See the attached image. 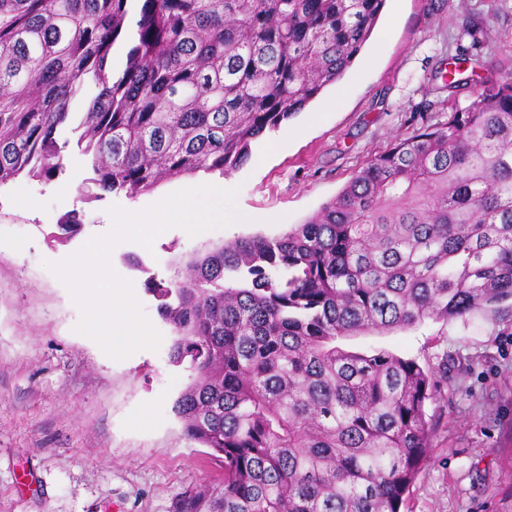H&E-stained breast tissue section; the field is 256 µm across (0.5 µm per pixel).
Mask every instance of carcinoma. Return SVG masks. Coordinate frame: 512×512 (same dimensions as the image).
<instances>
[{
    "mask_svg": "<svg viewBox=\"0 0 512 512\" xmlns=\"http://www.w3.org/2000/svg\"><path fill=\"white\" fill-rule=\"evenodd\" d=\"M385 2L0 0V186L62 173L58 131L90 85L77 146L97 190L238 168L344 76ZM487 71L470 106L375 155L304 223L152 283L169 361L192 372L173 410L224 468L172 512H402L441 380L337 341L512 299V73Z\"/></svg>",
    "mask_w": 512,
    "mask_h": 512,
    "instance_id": "1",
    "label": "carcinoma"
}]
</instances>
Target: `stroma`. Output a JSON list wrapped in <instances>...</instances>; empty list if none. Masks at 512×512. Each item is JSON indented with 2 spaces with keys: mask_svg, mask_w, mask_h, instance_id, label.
Here are the masks:
<instances>
[{
  "mask_svg": "<svg viewBox=\"0 0 512 512\" xmlns=\"http://www.w3.org/2000/svg\"><path fill=\"white\" fill-rule=\"evenodd\" d=\"M465 25L482 40L483 60L512 72V0H386L342 79L266 131L243 166L208 175V182L237 188L244 223L196 237L170 229L149 249L115 247L112 265L132 282L161 333L158 350L116 361L76 333L80 312L45 264L107 232L111 206L146 208L184 188L188 176L134 198L86 199L90 163L65 127L64 172L48 182L20 180L36 211L0 191V512H171L178 493L221 478L171 410L191 376L168 360L171 328L157 313L149 280L175 278L188 257L213 244L272 237L303 223L374 155L423 124L446 120L450 106L470 105L476 84L450 91L429 80L457 55L455 38ZM72 212L80 230L59 235V219ZM341 344L413 358L447 378L428 406L434 433L410 488L409 512H505L512 492V304Z\"/></svg>",
  "mask_w": 512,
  "mask_h": 512,
  "instance_id": "obj_1",
  "label": "stroma"
}]
</instances>
